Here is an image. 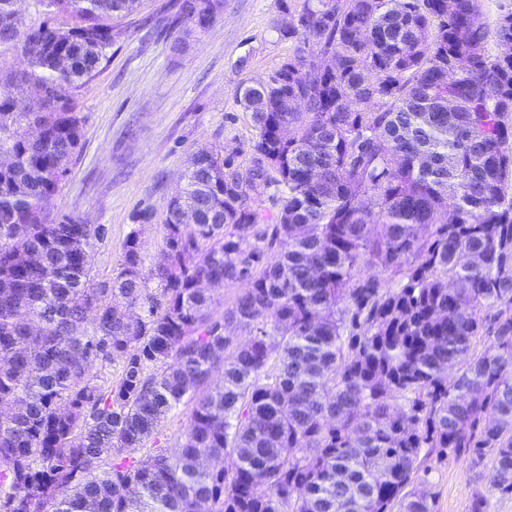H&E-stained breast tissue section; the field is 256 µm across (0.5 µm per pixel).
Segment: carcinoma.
Returning a JSON list of instances; mask_svg holds the SVG:
<instances>
[{"mask_svg":"<svg viewBox=\"0 0 512 512\" xmlns=\"http://www.w3.org/2000/svg\"><path fill=\"white\" fill-rule=\"evenodd\" d=\"M13 2L0 57L27 66L0 71V512H433L407 487L450 451L491 456L512 494V11L298 0L279 30L293 52L237 91L249 164L198 149L162 261L143 271L134 229L97 284L105 228L48 207L80 144L76 94L141 0H35L24 26ZM223 7L181 0L178 41ZM200 278L249 288L216 316ZM97 360L119 362L113 384L88 378ZM182 403L178 456L129 457Z\"/></svg>","mask_w":512,"mask_h":512,"instance_id":"obj_1","label":"carcinoma"}]
</instances>
